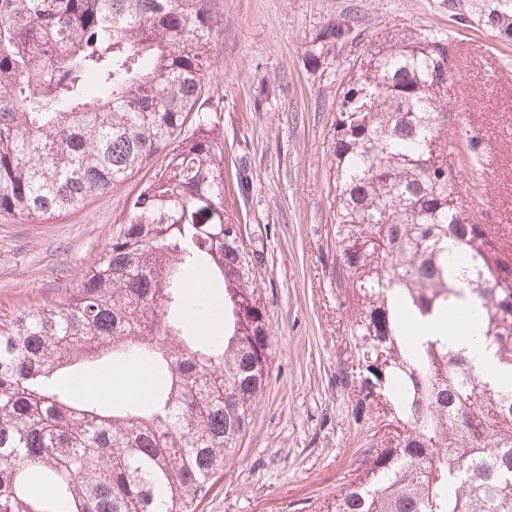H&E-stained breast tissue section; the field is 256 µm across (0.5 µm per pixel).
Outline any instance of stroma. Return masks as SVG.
Returning <instances> with one entry per match:
<instances>
[{
    "mask_svg": "<svg viewBox=\"0 0 512 512\" xmlns=\"http://www.w3.org/2000/svg\"><path fill=\"white\" fill-rule=\"evenodd\" d=\"M211 14L195 109L220 131L228 200L261 257L271 359L251 421L195 512H313L345 489L379 429L376 413H356L342 379L349 332L333 280L334 93L349 61L386 29L447 37L456 61L448 106L459 123L451 150L466 136L499 137L494 174L458 159L461 200L480 223L512 224V42L458 26L446 0H212ZM352 14L357 38L313 66L312 39ZM493 71L505 74L494 90L485 84ZM158 168L42 224L0 213V317L65 300Z\"/></svg>",
    "mask_w": 512,
    "mask_h": 512,
    "instance_id": "35a3bbf8",
    "label": "stroma"
}]
</instances>
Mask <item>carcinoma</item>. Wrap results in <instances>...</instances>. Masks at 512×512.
Returning <instances> with one entry per match:
<instances>
[{"mask_svg": "<svg viewBox=\"0 0 512 512\" xmlns=\"http://www.w3.org/2000/svg\"><path fill=\"white\" fill-rule=\"evenodd\" d=\"M211 0H0V212L41 224L157 156L128 222L79 288L0 319V512H192L264 391L266 301L224 194L205 115L182 133L210 55ZM512 42V0H448ZM355 18L308 49L326 63ZM447 38L390 29L348 65L333 122L336 258L357 411L392 435L318 512H512V387L432 331L479 303L512 374V251L448 177ZM201 273L218 298L189 293ZM220 305L223 335H201ZM151 365L146 397L106 403L83 367ZM45 491L37 494L32 484Z\"/></svg>", "mask_w": 512, "mask_h": 512, "instance_id": "1", "label": "carcinoma"}]
</instances>
